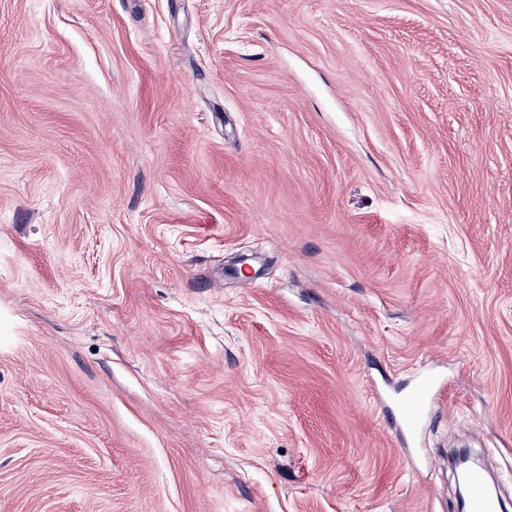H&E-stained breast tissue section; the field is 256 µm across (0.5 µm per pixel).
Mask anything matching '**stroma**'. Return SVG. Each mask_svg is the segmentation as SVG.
<instances>
[{"instance_id": "obj_1", "label": "stroma", "mask_w": 512, "mask_h": 512, "mask_svg": "<svg viewBox=\"0 0 512 512\" xmlns=\"http://www.w3.org/2000/svg\"><path fill=\"white\" fill-rule=\"evenodd\" d=\"M461 447L512 512V0H0V512H458ZM437 386V379L433 375L423 376L402 400L399 415L408 428L414 427L424 415Z\"/></svg>"}]
</instances>
